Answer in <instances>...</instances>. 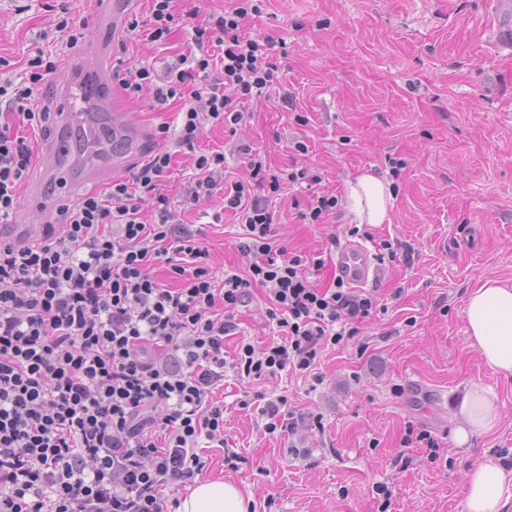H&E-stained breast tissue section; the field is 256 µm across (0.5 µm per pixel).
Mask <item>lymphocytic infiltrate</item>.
Wrapping results in <instances>:
<instances>
[{"label": "lymphocytic infiltrate", "mask_w": 512, "mask_h": 512, "mask_svg": "<svg viewBox=\"0 0 512 512\" xmlns=\"http://www.w3.org/2000/svg\"><path fill=\"white\" fill-rule=\"evenodd\" d=\"M264 3L231 0L194 25L189 54L164 75L127 69L120 84L131 100L148 90L158 109L182 101L172 135L127 176L62 210L40 244L0 243V512H169L170 494L206 473L204 447L224 449L225 466L238 467V453L224 448V403L213 396L225 368L253 382L285 370L311 376L329 343L357 335L378 306L375 291L318 286L308 268L320 258L275 245L277 201L322 180L306 139H290L293 162L279 172L236 145L245 179L227 173L223 149L201 145L207 126L236 132L248 119L240 102L282 85L284 40L247 31ZM40 39L24 81L0 56V110L14 119L0 125L1 224L13 223L36 139L54 120L33 98L57 70L48 33ZM180 158L190 168L183 208L216 198L236 216L237 247L253 258L245 273L216 276L202 229L172 207L166 188ZM256 288L280 336L241 342L225 362L234 313ZM258 416L270 435L319 424L281 395Z\"/></svg>", "instance_id": "f902f5d3"}]
</instances>
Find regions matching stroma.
<instances>
[{
	"mask_svg": "<svg viewBox=\"0 0 512 512\" xmlns=\"http://www.w3.org/2000/svg\"><path fill=\"white\" fill-rule=\"evenodd\" d=\"M103 0H0V55L21 60L65 4L79 24L77 50L105 46L110 79L99 111L118 112L138 142L123 167L144 160L159 127L173 123L180 103L165 111L148 99H126L116 79L132 63L164 72L188 50L195 15L223 10L224 0H185L169 49L147 39L128 42L99 24ZM512 0H268L252 23L259 36L284 38L278 65L309 124L298 127L278 98L251 104L254 116L236 136L266 156L272 169L287 167V139L304 133L310 158L321 167L322 189L338 199L339 216L303 224L291 200L277 209L278 245L317 254L315 277L332 282L333 241L357 240L377 249L398 240L396 257L379 263L381 296L404 293L377 307L360 333L321 354L322 385L292 374L248 385L224 380V437L243 456L227 470L224 452L205 449L206 476L238 484L254 512H464L466 475L475 464L512 449V378L493 373L467 334L464 309L481 282L512 284ZM33 172L44 197L69 198L100 190L80 178L57 182L46 142L38 144ZM376 169L391 184L390 221L361 224L348 211L346 183ZM216 273L244 272L235 247L242 232L233 215L205 228ZM255 340L271 338L262 297L237 315ZM241 335L224 339L232 359ZM493 390L500 423L492 434L456 447L454 404L471 384ZM287 396L320 420L306 437L312 456L296 460L287 436L257 426L250 392ZM438 440L437 458L403 445L407 428ZM387 494H379L377 485Z\"/></svg>",
	"mask_w": 512,
	"mask_h": 512,
	"instance_id": "obj_1",
	"label": "stroma"
}]
</instances>
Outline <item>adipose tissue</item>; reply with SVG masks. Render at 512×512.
<instances>
[{
	"label": "adipose tissue",
	"mask_w": 512,
	"mask_h": 512,
	"mask_svg": "<svg viewBox=\"0 0 512 512\" xmlns=\"http://www.w3.org/2000/svg\"><path fill=\"white\" fill-rule=\"evenodd\" d=\"M350 210L363 224L390 220L392 192L389 182L371 170L347 183ZM466 332L484 364L502 376H512V286L486 280L469 295L464 309ZM453 441L465 447L472 437L496 429L499 402L485 388L465 389L457 402ZM512 502V467L503 462H484L467 474L466 512H504ZM176 512H250V500L233 483L223 480L195 482Z\"/></svg>",
	"instance_id": "obj_1"
}]
</instances>
